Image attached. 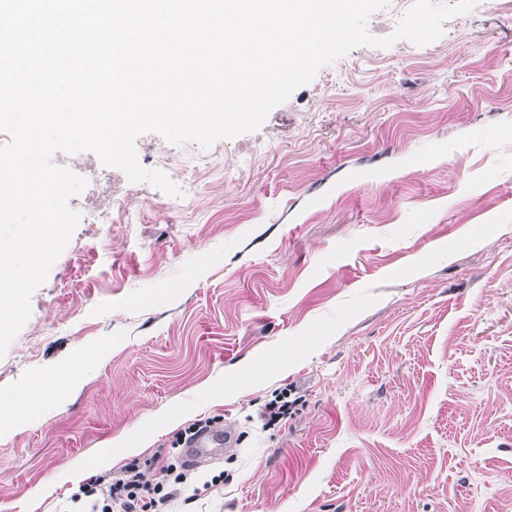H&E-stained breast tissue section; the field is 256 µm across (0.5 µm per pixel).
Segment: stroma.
<instances>
[{
    "mask_svg": "<svg viewBox=\"0 0 512 512\" xmlns=\"http://www.w3.org/2000/svg\"><path fill=\"white\" fill-rule=\"evenodd\" d=\"M216 146L188 205L78 224L34 292L0 394L78 378L0 431V512H74L59 473L168 454L179 409L239 445L169 512H512V13L356 47ZM300 399L294 398L288 400V393L282 392L275 397L274 400L270 401L265 407V416L268 417V422L273 423L282 419L291 417L294 413V409L299 405ZM146 439L145 437L140 438L136 442L123 441L113 447L120 448L118 451L112 449L109 453H99L97 456L90 460L87 468L80 469L76 474H64L61 475L63 481H81L93 474L99 469L106 468L112 464V460L116 456H131L140 453L141 448H145Z\"/></svg>",
    "mask_w": 512,
    "mask_h": 512,
    "instance_id": "obj_1",
    "label": "stroma"
}]
</instances>
